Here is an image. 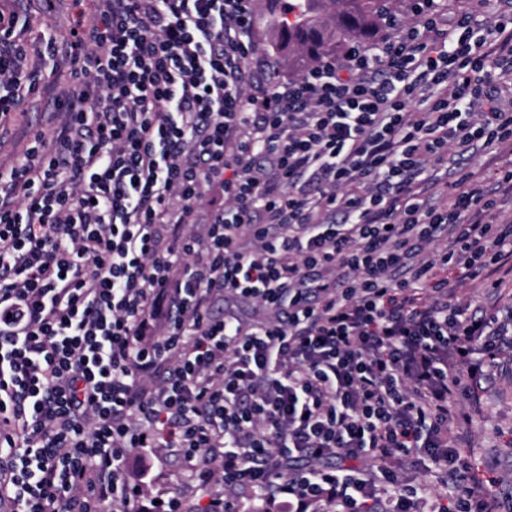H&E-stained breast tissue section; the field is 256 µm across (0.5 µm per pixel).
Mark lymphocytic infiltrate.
Returning a JSON list of instances; mask_svg holds the SVG:
<instances>
[{
	"instance_id": "lymphocytic-infiltrate-1",
	"label": "lymphocytic infiltrate",
	"mask_w": 512,
	"mask_h": 512,
	"mask_svg": "<svg viewBox=\"0 0 512 512\" xmlns=\"http://www.w3.org/2000/svg\"><path fill=\"white\" fill-rule=\"evenodd\" d=\"M42 81L0 0V130L58 117L0 169V502L139 512L128 456H176L203 497L152 512H505L467 475L451 407L512 350V164L494 188L438 165L512 146V13L477 0L270 87L248 82L254 0H96ZM224 206L193 226L210 190ZM257 302L250 322L215 298ZM427 455L444 496L401 484Z\"/></svg>"
}]
</instances>
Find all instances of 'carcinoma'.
Instances as JSON below:
<instances>
[{"label": "carcinoma", "mask_w": 512, "mask_h": 512, "mask_svg": "<svg viewBox=\"0 0 512 512\" xmlns=\"http://www.w3.org/2000/svg\"><path fill=\"white\" fill-rule=\"evenodd\" d=\"M389 0H305L295 22L275 32L279 55L303 72L319 57L339 56L390 32Z\"/></svg>", "instance_id": "carcinoma-1"}]
</instances>
